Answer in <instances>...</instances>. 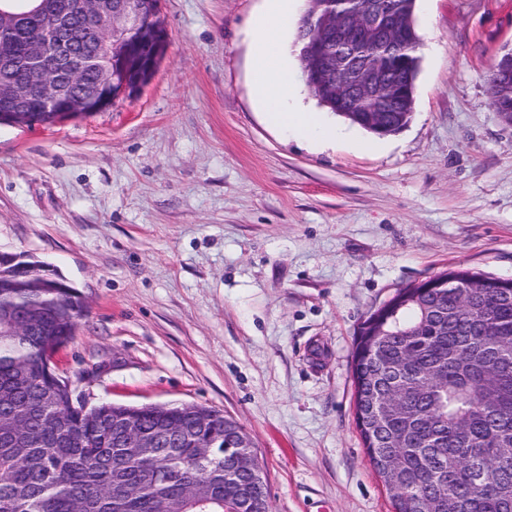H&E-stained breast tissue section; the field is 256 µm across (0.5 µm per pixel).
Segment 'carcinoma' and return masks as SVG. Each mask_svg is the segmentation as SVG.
I'll return each instance as SVG.
<instances>
[{"label":"carcinoma","mask_w":512,"mask_h":512,"mask_svg":"<svg viewBox=\"0 0 512 512\" xmlns=\"http://www.w3.org/2000/svg\"><path fill=\"white\" fill-rule=\"evenodd\" d=\"M65 0H47L40 16L17 0L11 32L0 52L23 56L56 21ZM415 22L416 0H376ZM338 0H309L297 31L306 85L318 104L378 137L409 122L419 73V35L394 50L372 43L328 47L340 71H308L320 27L333 20ZM366 62L391 83L393 96L368 95L336 110V85ZM500 57L490 70L492 103L512 119V86ZM0 83L20 125L53 123ZM18 272L0 265V311L28 320L20 334L0 328V512H248L267 503V484L241 478L238 496L224 498V470L235 465L237 439L247 436L213 407L208 442L192 432L188 413L175 407L112 402L81 406L44 368L47 352L70 341L85 316L76 289L60 275L45 279L44 262L25 257ZM491 275L449 270L399 289L362 324L352 358L355 422L370 464L382 478L394 512H512V288ZM146 430L182 433L175 448H114L112 420Z\"/></svg>","instance_id":"1"}]
</instances>
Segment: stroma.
<instances>
[{"instance_id":"obj_1","label":"stroma","mask_w":512,"mask_h":512,"mask_svg":"<svg viewBox=\"0 0 512 512\" xmlns=\"http://www.w3.org/2000/svg\"><path fill=\"white\" fill-rule=\"evenodd\" d=\"M500 0H417L412 117L375 150L313 143L255 95L265 0H161L167 55L110 109L0 125V250L49 264L86 305L56 357L96 403L194 402L248 432L270 512H392L354 422L365 319L449 269L512 278V122L490 69L512 48Z\"/></svg>"}]
</instances>
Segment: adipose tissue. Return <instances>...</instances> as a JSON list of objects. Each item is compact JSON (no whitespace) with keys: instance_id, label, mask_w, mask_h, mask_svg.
<instances>
[{"instance_id":"1","label":"adipose tissue","mask_w":512,"mask_h":512,"mask_svg":"<svg viewBox=\"0 0 512 512\" xmlns=\"http://www.w3.org/2000/svg\"><path fill=\"white\" fill-rule=\"evenodd\" d=\"M287 13L288 0H267L266 12L253 29L256 57L254 89L259 101L283 130L307 141L336 140L341 135L340 130L325 126L317 113L289 104L294 89L283 68L281 47Z\"/></svg>"}]
</instances>
